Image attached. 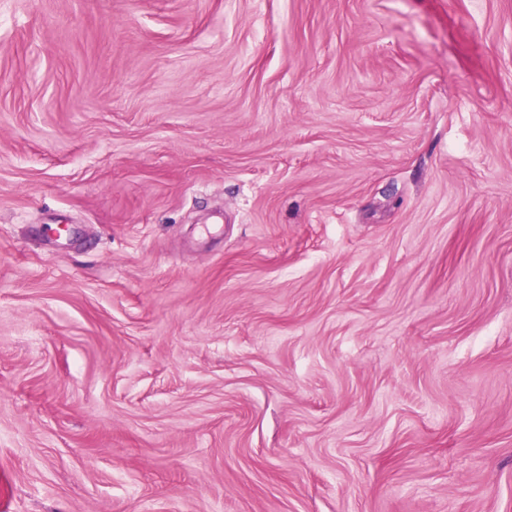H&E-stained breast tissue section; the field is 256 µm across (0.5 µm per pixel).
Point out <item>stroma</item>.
Returning <instances> with one entry per match:
<instances>
[{"instance_id":"1","label":"stroma","mask_w":512,"mask_h":512,"mask_svg":"<svg viewBox=\"0 0 512 512\" xmlns=\"http://www.w3.org/2000/svg\"><path fill=\"white\" fill-rule=\"evenodd\" d=\"M8 512H512V0H0Z\"/></svg>"}]
</instances>
